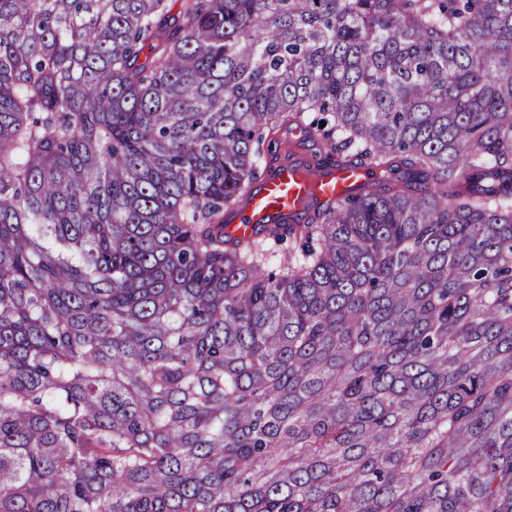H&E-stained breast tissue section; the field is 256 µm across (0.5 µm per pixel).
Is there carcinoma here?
I'll return each instance as SVG.
<instances>
[{"label": "carcinoma", "instance_id": "carcinoma-1", "mask_svg": "<svg viewBox=\"0 0 512 512\" xmlns=\"http://www.w3.org/2000/svg\"><path fill=\"white\" fill-rule=\"evenodd\" d=\"M173 4L0 0V512H512V0ZM277 141L303 140L301 148L290 144L288 159L268 162L252 186L245 207L231 221L235 235H249L258 224L277 217H292L308 212L315 201L345 199L369 180L368 168L359 164L317 166L319 146L313 132L305 128L284 127L275 134ZM316 159V158H315Z\"/></svg>", "mask_w": 512, "mask_h": 512}]
</instances>
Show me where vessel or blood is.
<instances>
[{"instance_id":"b4317fda","label":"vessel or blood","mask_w":512,"mask_h":512,"mask_svg":"<svg viewBox=\"0 0 512 512\" xmlns=\"http://www.w3.org/2000/svg\"><path fill=\"white\" fill-rule=\"evenodd\" d=\"M368 180L366 166H320L300 147L290 145L287 157L266 164L231 227L237 234H250L258 225L274 218L293 217L308 211L315 201L348 198Z\"/></svg>"}]
</instances>
